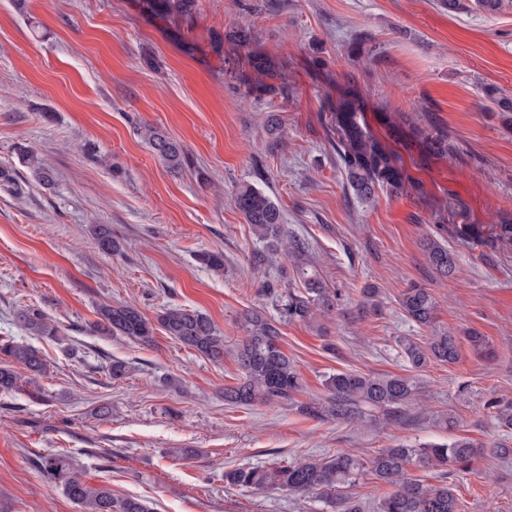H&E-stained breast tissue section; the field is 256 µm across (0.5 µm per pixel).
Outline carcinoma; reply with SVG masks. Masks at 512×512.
Returning a JSON list of instances; mask_svg holds the SVG:
<instances>
[{"label":"carcinoma","instance_id":"carcinoma-1","mask_svg":"<svg viewBox=\"0 0 512 512\" xmlns=\"http://www.w3.org/2000/svg\"><path fill=\"white\" fill-rule=\"evenodd\" d=\"M197 0H146V7L176 19H187L196 10ZM256 82L255 92H271L274 87L265 82L271 76V66L264 58L250 59ZM365 103L358 96L338 98L326 105L324 119L328 141L340 161L346 182L355 199L364 204L376 199L377 190L406 193L416 189L402 157L388 148L365 121ZM143 136L153 154L172 171L181 170L189 159L182 145L155 127H147ZM418 143L427 154L450 153L452 145L445 138L417 132ZM22 159L33 169L39 181L53 182V172L42 166L34 153L26 151ZM235 208L257 241L263 244L267 261L284 257L292 268L296 287L273 294L282 321L314 325L336 309V292L327 287L313 265L305 244L291 236L284 224L279 205L263 190L251 183L237 186L233 194ZM448 217L461 219L448 225V233L468 248L485 247L492 251L512 248V218L505 216L500 223L488 228L470 222L448 203ZM95 241L104 253L114 254L121 244L108 224H98ZM428 265L442 279L453 276L456 258L448 248L431 237L423 244ZM403 312L424 327L435 325L437 302L432 292L418 284L405 288L399 298ZM19 321L32 336L56 337L57 326L40 309L26 307L18 312ZM244 336L232 347L224 344V335L206 315L178 307L162 309L154 319L147 318L130 303L104 305L99 310L95 332L101 336L118 333L142 345H151L157 332L169 336L184 347L213 361L232 354L240 366L242 377L234 386L224 388V402L229 406H250L274 401L290 402L301 388L300 374L294 361L280 346L281 331L277 323L261 312L248 310L242 314ZM466 340L480 357L493 353L488 339L477 331H467ZM401 353L412 370L419 371L428 363H453L458 358V337L452 332L435 331L420 344L410 338L399 340ZM0 392H12L19 387L21 375L17 368L29 373L27 383L33 384L43 375L47 360L42 352L30 345L0 338ZM325 397L300 405V410L316 418L362 423L369 426L387 425L404 417L403 408L417 392L413 376L338 372L325 379ZM502 431L508 433L495 443L501 458L512 456V402L490 399L484 404ZM478 450L466 440L448 444H423L414 448L396 446L383 448L364 461L346 452L322 459H311L273 468L236 467L224 471V481L232 486L264 489L277 488L300 495H314L329 512H364L363 503L353 490L359 479L370 475L376 483L391 488L376 503L375 512H460L455 487L442 483L431 485L410 477L409 468L465 469L477 456ZM46 484L59 489L79 509V512H152L147 502L137 497H116L112 490L93 487L86 473L66 452L44 455L36 462Z\"/></svg>","mask_w":512,"mask_h":512}]
</instances>
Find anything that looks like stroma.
Instances as JSON below:
<instances>
[{"label":"stroma","instance_id":"1","mask_svg":"<svg viewBox=\"0 0 512 512\" xmlns=\"http://www.w3.org/2000/svg\"><path fill=\"white\" fill-rule=\"evenodd\" d=\"M503 2L487 14L437 0H197L177 22L146 14L141 0H0V169L12 176L0 180V337L33 344L48 364L39 397L0 393V512H78L33 465L57 450L91 485L154 512H323L311 496L227 485L224 472L460 438L481 449L467 471L413 477L452 483L461 512H512V460L493 454L501 432L483 407L512 400V249L483 257L434 212L452 197L480 224L512 216V126L483 106L489 86L512 100V0ZM240 29L249 44L232 40ZM359 31L370 53L354 63ZM254 55L274 67L272 92L251 90ZM348 91L366 98L377 135L380 112L448 134L454 153L415 172L422 192L352 200L322 117ZM148 125L189 164L167 169L143 138ZM27 149L52 169V185L23 163ZM244 182L279 203L337 291L324 332L281 321L267 288L284 290L292 270L283 258L258 262L264 247L232 201ZM99 224L111 225L120 254L99 250ZM429 236L457 257L450 281L426 261ZM202 252L223 253V271L200 264ZM412 283L432 292L439 328L458 335V360L418 372L398 423L304 415L330 374H409L399 339L431 334L399 305ZM369 286L379 311L362 306ZM120 302L149 318L168 306L204 313L233 340L242 313L259 310L279 323L303 388L290 402L225 405L241 377L232 356L215 363L161 333L149 346L95 335L99 306ZM25 306L43 310L59 337L29 335L16 317ZM467 329L489 339L493 358L473 353ZM115 357L131 367L125 379L107 372Z\"/></svg>","mask_w":512,"mask_h":512}]
</instances>
